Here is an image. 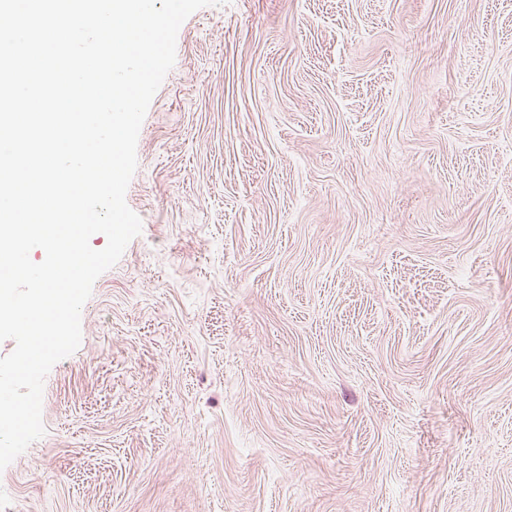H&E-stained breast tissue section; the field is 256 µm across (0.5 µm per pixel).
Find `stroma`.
I'll return each instance as SVG.
<instances>
[{
    "mask_svg": "<svg viewBox=\"0 0 512 512\" xmlns=\"http://www.w3.org/2000/svg\"><path fill=\"white\" fill-rule=\"evenodd\" d=\"M137 159L0 512H512V0L201 8Z\"/></svg>",
    "mask_w": 512,
    "mask_h": 512,
    "instance_id": "1",
    "label": "stroma"
}]
</instances>
